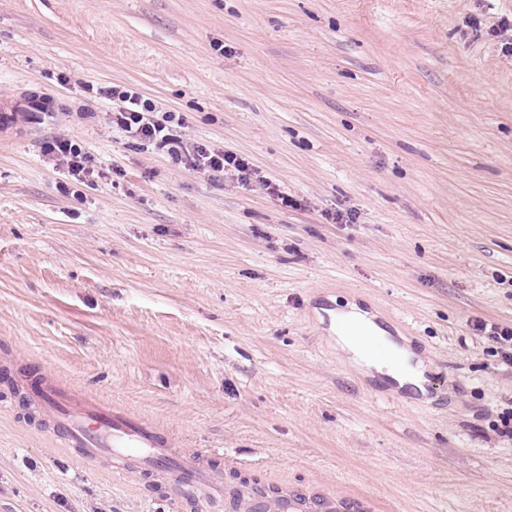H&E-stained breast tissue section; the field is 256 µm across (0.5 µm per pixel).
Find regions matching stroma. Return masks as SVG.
<instances>
[{"mask_svg":"<svg viewBox=\"0 0 512 512\" xmlns=\"http://www.w3.org/2000/svg\"><path fill=\"white\" fill-rule=\"evenodd\" d=\"M512 0H0V512H199L59 447L42 375L224 471L375 512H512ZM122 86L301 203L129 138ZM66 134L76 184L42 149ZM352 212L339 224L337 212ZM432 364L392 393L318 311ZM43 149L56 162V166L65 169L68 176L79 183H84L94 171L91 156L69 136L57 135L47 141Z\"/></svg>","mask_w":512,"mask_h":512,"instance_id":"1","label":"stroma"}]
</instances>
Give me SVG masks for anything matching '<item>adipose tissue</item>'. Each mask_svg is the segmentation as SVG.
Returning a JSON list of instances; mask_svg holds the SVG:
<instances>
[{
    "label": "adipose tissue",
    "mask_w": 512,
    "mask_h": 512,
    "mask_svg": "<svg viewBox=\"0 0 512 512\" xmlns=\"http://www.w3.org/2000/svg\"><path fill=\"white\" fill-rule=\"evenodd\" d=\"M330 318L337 346L364 366L368 374L391 379L398 390L424 392L427 361L410 344L393 342L384 329L353 304L331 311ZM351 325L357 328V335L348 333Z\"/></svg>",
    "instance_id": "obj_1"
}]
</instances>
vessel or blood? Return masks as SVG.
Wrapping results in <instances>:
<instances>
[{
	"instance_id": "b4317fda",
	"label": "vessel or blood",
	"mask_w": 512,
	"mask_h": 512,
	"mask_svg": "<svg viewBox=\"0 0 512 512\" xmlns=\"http://www.w3.org/2000/svg\"><path fill=\"white\" fill-rule=\"evenodd\" d=\"M31 397L52 420L61 447L83 459L110 461L117 473L153 471L164 460L169 475L191 486L199 500H223V472L148 420L48 376L32 387Z\"/></svg>"
}]
</instances>
